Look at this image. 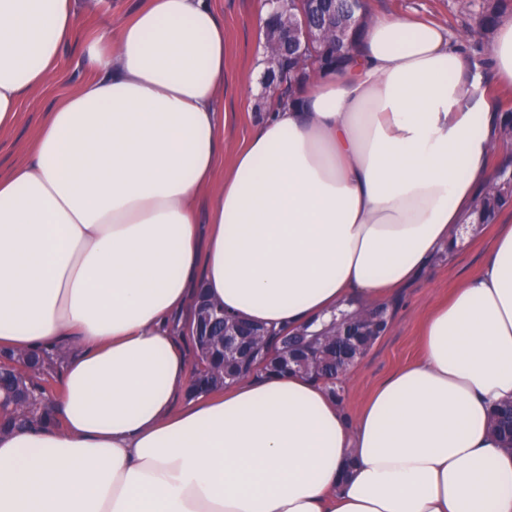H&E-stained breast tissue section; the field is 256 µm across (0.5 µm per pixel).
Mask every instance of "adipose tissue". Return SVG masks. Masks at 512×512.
Instances as JSON below:
<instances>
[{"mask_svg":"<svg viewBox=\"0 0 512 512\" xmlns=\"http://www.w3.org/2000/svg\"><path fill=\"white\" fill-rule=\"evenodd\" d=\"M95 0H0V130ZM34 162L0 175V351L72 353L60 426L0 435V512H512V225L348 417L299 374L188 396L198 294L295 328L386 303L470 223L503 115L439 25L374 15L221 183L224 24L144 0L81 46ZM210 190L206 219L197 202Z\"/></svg>","mask_w":512,"mask_h":512,"instance_id":"ef3b65f1","label":"adipose tissue"}]
</instances>
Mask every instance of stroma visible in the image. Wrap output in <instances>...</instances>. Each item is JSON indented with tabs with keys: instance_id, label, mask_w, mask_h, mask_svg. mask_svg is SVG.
<instances>
[{
	"instance_id": "1",
	"label": "stroma",
	"mask_w": 512,
	"mask_h": 512,
	"mask_svg": "<svg viewBox=\"0 0 512 512\" xmlns=\"http://www.w3.org/2000/svg\"><path fill=\"white\" fill-rule=\"evenodd\" d=\"M224 23V95L218 109L226 119L224 160L232 162L270 104L261 64L264 35L259 12L262 0H212ZM481 0H366L371 12L406 15L435 22L444 27L452 44L462 48L482 76L487 91L496 88L491 66L494 35L467 36ZM140 0H100L97 9L82 14L79 36L85 37L107 26H119L133 13ZM61 77L51 86L29 94L20 104L15 124L0 131V174L32 161V144L50 106L77 90L90 71L77 42L60 49ZM512 225V207L504 210L496 224L483 225L480 232L464 239L449 254L435 258L420 281L405 289L395 301L387 330L356 365L344 383L341 407L356 415L373 389L419 352L422 325L436 304L448 298L454 288L473 276L488 260L497 224Z\"/></svg>"
}]
</instances>
